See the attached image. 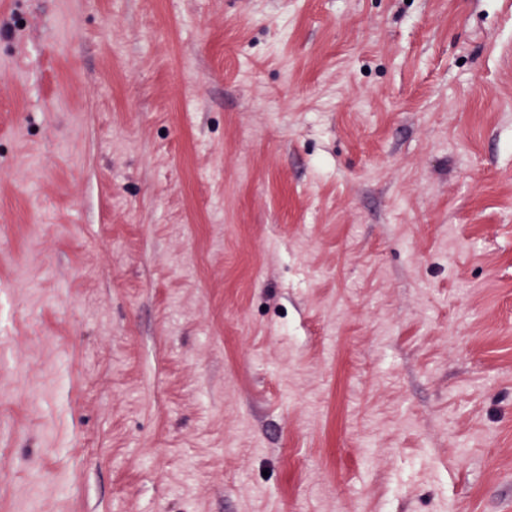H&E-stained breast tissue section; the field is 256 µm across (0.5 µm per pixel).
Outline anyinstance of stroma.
Segmentation results:
<instances>
[{
    "label": "stroma",
    "instance_id": "1",
    "mask_svg": "<svg viewBox=\"0 0 512 512\" xmlns=\"http://www.w3.org/2000/svg\"><path fill=\"white\" fill-rule=\"evenodd\" d=\"M0 512H512V0H0Z\"/></svg>",
    "mask_w": 512,
    "mask_h": 512
}]
</instances>
